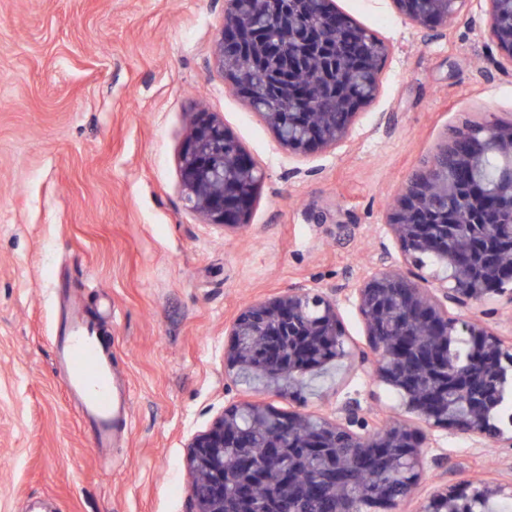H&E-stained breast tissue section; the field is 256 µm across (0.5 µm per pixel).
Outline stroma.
<instances>
[{
    "instance_id": "obj_1",
    "label": "stroma",
    "mask_w": 512,
    "mask_h": 512,
    "mask_svg": "<svg viewBox=\"0 0 512 512\" xmlns=\"http://www.w3.org/2000/svg\"><path fill=\"white\" fill-rule=\"evenodd\" d=\"M389 47L376 97L344 141L307 154L213 66L224 0H0V512H190L186 445L225 406L253 402L332 417H403L424 437V473L397 512L442 484L512 483V446L435 430L370 354L354 286L401 260L385 218L409 177L463 124L512 122V61L490 38L487 0L425 29L394 0H335ZM224 121L263 170L244 227L203 223L180 193L194 112ZM298 286L335 292L351 354L283 396L224 373L239 309ZM100 325L131 403L96 447L53 366L66 304ZM512 336V300L449 306Z\"/></svg>"
}]
</instances>
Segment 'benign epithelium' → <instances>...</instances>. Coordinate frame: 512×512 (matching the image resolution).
<instances>
[{
	"mask_svg": "<svg viewBox=\"0 0 512 512\" xmlns=\"http://www.w3.org/2000/svg\"><path fill=\"white\" fill-rule=\"evenodd\" d=\"M310 0H264L272 16L288 14V23H296ZM401 13L425 28L448 25L456 17L464 0H394ZM486 25L490 37L504 56L512 61V21L501 22L500 6L512 0H488ZM246 0H225L224 25L212 51L213 62L225 79L242 92L251 106L272 97L298 103L296 112H284L270 103L261 113L284 147L300 152L335 146L346 137L353 117L378 91L380 71L372 58H365L347 69L348 76L362 74L369 95L357 101H340L341 119L324 117L317 125L303 119L318 107L316 95L304 87L296 89L276 82L253 84L241 58L252 64L267 66L273 58L295 69L291 61L278 57L276 39L267 31L245 29L242 26V7ZM484 137L472 145V150H498L512 155V123L490 122L479 127L465 126L460 135L468 139L476 132ZM180 188L187 207L205 224L224 228L239 227L246 222L252 207L262 172L245 154L234 137L224 128V121L215 113L200 110L194 113L188 141L180 160ZM429 182L420 180L405 184L395 205L387 216V226L399 240L404 252L402 269L394 261L381 267L353 288L358 311L364 321L372 357L361 361L367 377L392 386L406 396L405 408L417 415L431 429H444L466 434L481 443H492L505 437L501 421L492 418L491 398L497 386L512 371V340L495 334L479 319H462L448 315V305L466 306L500 293L512 283L508 275L512 267L484 261L487 253L512 255V237L497 236L492 225L470 221L468 232L456 230L457 216L444 224L431 223L428 207L431 196ZM445 240L442 258L452 269L453 276L421 274L420 260L437 252L440 240ZM396 289L403 304L426 326L423 341L448 346L459 336L467 341L479 366V377L490 389L471 393L473 378L459 368L456 360L446 358L431 373L433 391L426 398L415 397V390L402 379L408 348L398 339L382 340L379 336L377 313L383 297ZM230 342L224 348V373L259 376L256 369L262 357L270 354V336H286L296 343L288 347V387L296 385L303 376L307 360L320 347L336 350V357L350 355L345 349L346 334L333 294L311 288H291L287 292L255 301L243 307L229 328ZM257 419L274 413V409L256 403H239L224 408L211 427L194 435L187 445V470L190 477L192 512H224V446L238 434L242 414ZM319 437H307L298 446L299 455L288 465L307 458L309 449L349 445L366 455L377 450L401 451L407 460V492L392 498L376 496L371 507L383 512H396L397 506L412 496L420 483L424 453L417 434L397 418L367 420L349 404L336 412V419L319 418ZM512 496V484L467 481L460 486L443 485L430 496L422 512H481L489 499Z\"/></svg>",
	"mask_w": 512,
	"mask_h": 512,
	"instance_id": "obj_1",
	"label": "benign epithelium"
}]
</instances>
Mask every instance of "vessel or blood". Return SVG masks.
Returning <instances> with one entry per match:
<instances>
[{
    "label": "vessel or blood",
    "instance_id": "obj_1",
    "mask_svg": "<svg viewBox=\"0 0 512 512\" xmlns=\"http://www.w3.org/2000/svg\"><path fill=\"white\" fill-rule=\"evenodd\" d=\"M53 361L80 419L99 447L108 448L126 421L128 391L118 386L111 354L79 306H71L52 338Z\"/></svg>",
    "mask_w": 512,
    "mask_h": 512
}]
</instances>
